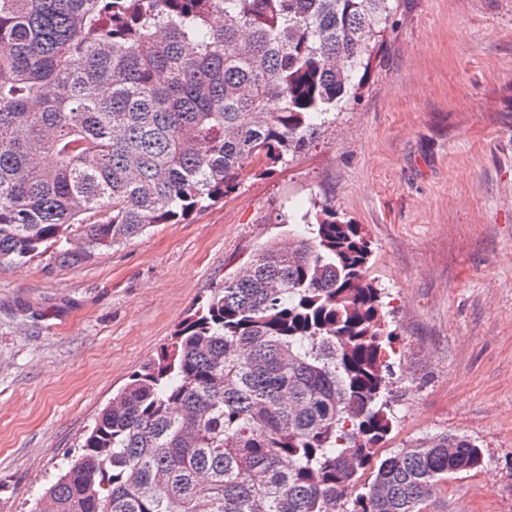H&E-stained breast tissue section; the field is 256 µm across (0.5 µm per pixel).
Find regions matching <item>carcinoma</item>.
Wrapping results in <instances>:
<instances>
[{
    "mask_svg": "<svg viewBox=\"0 0 512 512\" xmlns=\"http://www.w3.org/2000/svg\"><path fill=\"white\" fill-rule=\"evenodd\" d=\"M396 2L0 0V268L72 234L56 258L85 262L308 149ZM304 220L112 395L54 512H430L482 467L448 433L378 456L396 352L370 242L326 204Z\"/></svg>",
    "mask_w": 512,
    "mask_h": 512,
    "instance_id": "cac0c4a2",
    "label": "carcinoma"
}]
</instances>
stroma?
Returning <instances> with one entry per match:
<instances>
[{"label":"stroma","mask_w":512,"mask_h":512,"mask_svg":"<svg viewBox=\"0 0 512 512\" xmlns=\"http://www.w3.org/2000/svg\"><path fill=\"white\" fill-rule=\"evenodd\" d=\"M310 146L89 262L0 268V512H33L112 395L208 288L326 203L371 243L394 336L386 450L475 440L435 512H512V0H398Z\"/></svg>","instance_id":"stroma-1"}]
</instances>
